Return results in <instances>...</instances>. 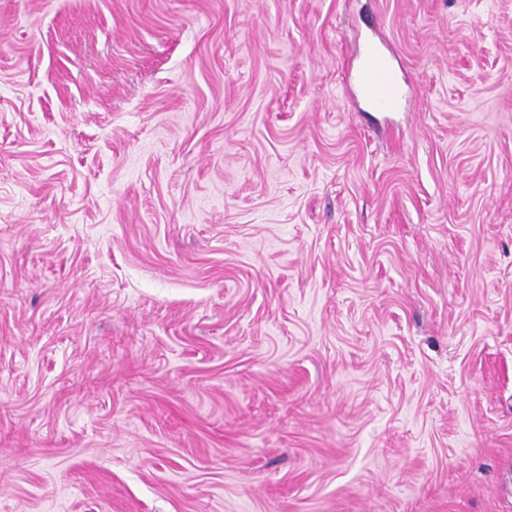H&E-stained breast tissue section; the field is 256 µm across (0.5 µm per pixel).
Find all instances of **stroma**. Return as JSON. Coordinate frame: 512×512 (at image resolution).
I'll use <instances>...</instances> for the list:
<instances>
[{"instance_id": "35a3bbf8", "label": "stroma", "mask_w": 512, "mask_h": 512, "mask_svg": "<svg viewBox=\"0 0 512 512\" xmlns=\"http://www.w3.org/2000/svg\"><path fill=\"white\" fill-rule=\"evenodd\" d=\"M0 512H512V0H0ZM365 63L358 75L361 91L376 109L395 110L400 101V88L387 56L370 42L364 48Z\"/></svg>"}]
</instances>
